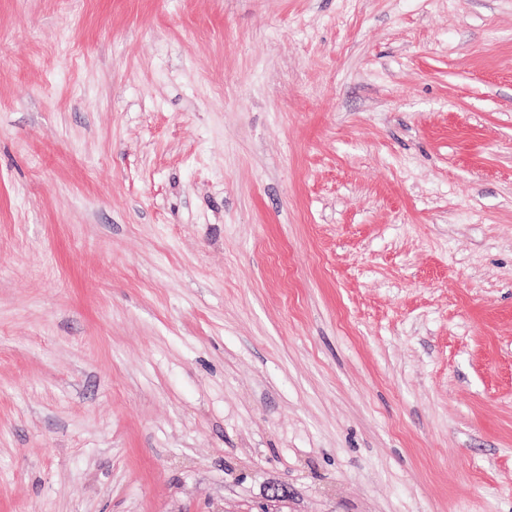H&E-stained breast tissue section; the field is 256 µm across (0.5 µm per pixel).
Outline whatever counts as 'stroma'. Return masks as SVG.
Returning a JSON list of instances; mask_svg holds the SVG:
<instances>
[{"label": "stroma", "instance_id": "1", "mask_svg": "<svg viewBox=\"0 0 512 512\" xmlns=\"http://www.w3.org/2000/svg\"><path fill=\"white\" fill-rule=\"evenodd\" d=\"M0 512H512V0H0Z\"/></svg>", "mask_w": 512, "mask_h": 512}]
</instances>
